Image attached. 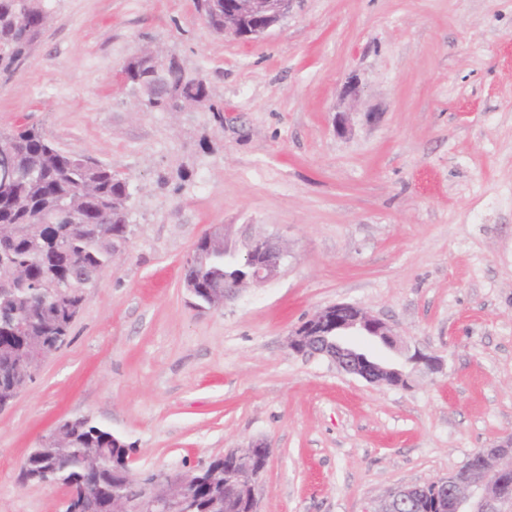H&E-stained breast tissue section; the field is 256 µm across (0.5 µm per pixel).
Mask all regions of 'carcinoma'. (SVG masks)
I'll list each match as a JSON object with an SVG mask.
<instances>
[{
	"label": "carcinoma",
	"mask_w": 512,
	"mask_h": 512,
	"mask_svg": "<svg viewBox=\"0 0 512 512\" xmlns=\"http://www.w3.org/2000/svg\"><path fill=\"white\" fill-rule=\"evenodd\" d=\"M201 18L224 33V0H196ZM48 0H0V77L9 76L26 58L49 18ZM154 65L135 55L125 63L128 79L137 89L150 82ZM168 92L163 97L144 96L150 111H166V101L201 104L209 99L205 80L186 73L180 61L167 68ZM14 152V174L0 187V224H15L13 238H0V279L25 267L28 279L0 290V410L13 401V361L24 356L28 337L59 349L69 335L84 301L87 281L112 266L121 225L129 223L131 183L112 168L75 151L58 149L35 127L0 132V150ZM204 254L197 266L184 267V278L194 281L191 296L207 307L224 274L235 269L224 252L210 251L198 240ZM125 441L88 416L68 418L26 457L19 473L23 482H43L49 477L62 483L79 481L86 452L98 448L97 482L100 495L86 504V512H104L111 498L136 491L123 466ZM263 470L259 449L229 453L210 459L192 470L188 485L194 512H248L249 490L227 496L212 483L221 472L224 481Z\"/></svg>",
	"instance_id": "cac0c4a2"
}]
</instances>
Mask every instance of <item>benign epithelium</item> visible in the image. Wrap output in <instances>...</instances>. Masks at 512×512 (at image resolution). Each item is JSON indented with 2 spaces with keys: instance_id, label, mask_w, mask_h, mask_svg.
<instances>
[{
  "instance_id": "benign-epithelium-1",
  "label": "benign epithelium",
  "mask_w": 512,
  "mask_h": 512,
  "mask_svg": "<svg viewBox=\"0 0 512 512\" xmlns=\"http://www.w3.org/2000/svg\"><path fill=\"white\" fill-rule=\"evenodd\" d=\"M294 0H232L224 5V33L241 39H252L267 32L279 23L291 10ZM286 258V253L268 236L255 235L247 244L242 262L247 268L243 276L224 278V292L211 304L218 308L237 295L247 284H263L275 277ZM358 336H369L383 340L391 349L401 348V340L394 327L385 321L367 314L351 304H336L319 311L303 322L289 337V349L301 356H325L349 374L370 383L391 388H408L410 379L404 372L391 365L361 363L351 347L339 341L342 332ZM51 353L49 349L39 351L24 367V377L19 389H24L36 375L42 360ZM408 361L424 365L430 372L442 370L440 361L416 349ZM478 462L461 467L447 479L434 482L443 494L446 512H508L512 506V468L503 465V460L512 456V434L502 438L491 448H481L474 453ZM182 479L171 472L157 471L154 479L144 484L137 495L125 500L120 512H186L189 496L187 487L175 494L161 495L159 487ZM64 507L73 512H82L84 504L91 498V484L65 487ZM420 487H400L391 492L379 508L371 512H410L417 504Z\"/></svg>"
}]
</instances>
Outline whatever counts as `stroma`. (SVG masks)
I'll use <instances>...</instances> for the list:
<instances>
[{"mask_svg": "<svg viewBox=\"0 0 512 512\" xmlns=\"http://www.w3.org/2000/svg\"><path fill=\"white\" fill-rule=\"evenodd\" d=\"M144 51L204 78L207 104L147 110L121 77ZM21 125L129 178L130 234L0 411V512H62L63 489L19 472L70 416L124 438L143 474L267 445L259 512H368L512 433V0H295L248 41L195 0H52L0 80V131ZM215 224L288 260L200 312L183 265ZM339 303L442 371L389 388L289 350Z\"/></svg>", "mask_w": 512, "mask_h": 512, "instance_id": "obj_1", "label": "stroma"}]
</instances>
